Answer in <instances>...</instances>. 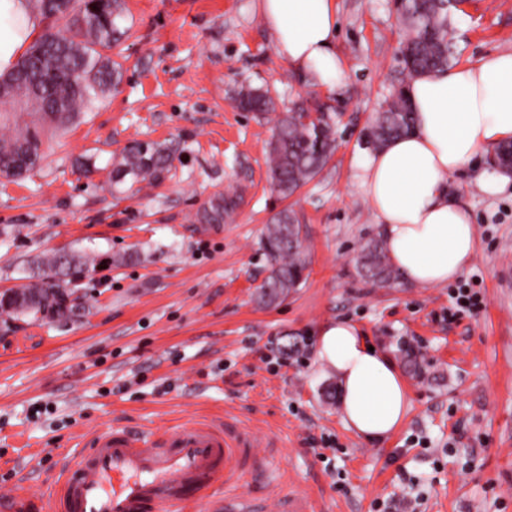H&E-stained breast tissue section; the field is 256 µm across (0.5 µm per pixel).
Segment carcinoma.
<instances>
[{
  "label": "carcinoma",
  "mask_w": 512,
  "mask_h": 512,
  "mask_svg": "<svg viewBox=\"0 0 512 512\" xmlns=\"http://www.w3.org/2000/svg\"><path fill=\"white\" fill-rule=\"evenodd\" d=\"M35 11L47 22L46 31L29 46L8 76L0 77V123L13 125L9 138H0V177L22 178L36 169L44 158L42 146L47 136L74 123L82 111L122 80V63L110 51L130 35L122 25L126 19L122 0H32ZM445 0H401L399 19L410 31L401 53L408 75L441 70L455 59L451 7ZM237 107L246 112L267 115L277 111L268 92L259 88L240 90ZM308 109L296 102L279 117L269 142L268 175L273 189L287 198L322 170L335 149V137L328 109L319 107L317 121L305 122ZM411 106L400 88L391 93L372 119L369 141L373 148L412 131ZM173 149L161 143L136 142L128 146L121 160L113 165L108 181L113 187L126 182L156 183L169 173ZM238 206L235 197L214 198L198 213L204 224H222ZM263 250L268 260V276L258 293V302L272 307L299 287L308 268V255L295 213L277 212L267 225ZM361 271L380 288L391 286L397 272L385 246L372 240L359 255ZM62 255L53 254L43 263V273L17 289L22 302L14 308L0 305L7 315H33L42 307L30 303L33 297L57 288L53 298L56 316L69 311V281L54 283L46 272L64 269Z\"/></svg>",
  "instance_id": "carcinoma-1"
}]
</instances>
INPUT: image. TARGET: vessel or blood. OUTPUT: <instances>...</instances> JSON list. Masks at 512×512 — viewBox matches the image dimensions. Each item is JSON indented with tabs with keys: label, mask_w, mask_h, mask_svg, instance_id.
Returning a JSON list of instances; mask_svg holds the SVG:
<instances>
[{
	"label": "vessel or blood",
	"mask_w": 512,
	"mask_h": 512,
	"mask_svg": "<svg viewBox=\"0 0 512 512\" xmlns=\"http://www.w3.org/2000/svg\"><path fill=\"white\" fill-rule=\"evenodd\" d=\"M252 438L205 420L153 437L122 428L94 435L65 465L52 512H264L251 494H232L248 477L271 476L254 458Z\"/></svg>",
	"instance_id": "vessel-or-blood-1"
}]
</instances>
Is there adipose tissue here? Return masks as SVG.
<instances>
[{
    "mask_svg": "<svg viewBox=\"0 0 512 512\" xmlns=\"http://www.w3.org/2000/svg\"><path fill=\"white\" fill-rule=\"evenodd\" d=\"M259 12L277 55L295 71L330 90L343 82L335 0H260ZM40 29L27 0H0V75ZM404 91L414 128L366 155L359 183L394 268L432 288L459 276L476 250L471 214L448 180L489 146L512 142V51L415 76ZM314 356L335 373L342 420L361 440L382 441L401 427L411 408L404 378L356 324L324 325Z\"/></svg>",
    "mask_w": 512,
    "mask_h": 512,
    "instance_id": "1",
    "label": "adipose tissue"
}]
</instances>
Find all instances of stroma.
I'll return each mask as SVG.
<instances>
[{"label": "stroma", "instance_id": "obj_1", "mask_svg": "<svg viewBox=\"0 0 512 512\" xmlns=\"http://www.w3.org/2000/svg\"><path fill=\"white\" fill-rule=\"evenodd\" d=\"M132 35L119 47L117 92L53 136L40 167L0 178V291L37 274L50 254L93 259L65 321L0 315V491L23 486L46 512L66 458L100 429L162 434L189 420L252 432L273 481L244 491L302 493L316 512H512V182L485 193L492 150L448 185L470 210L478 248L454 282L374 286L358 269L378 239L356 177L373 113L407 82L409 32L394 0H335L334 91L295 75L259 19V0H124ZM453 36L463 64L512 50V0H460ZM280 108L331 102L336 151L293 196L268 179L273 121L237 108L241 89ZM135 142L173 147L157 184L116 193L104 167ZM95 155L85 175L75 162ZM240 198L220 224L197 213ZM293 208L309 254L305 281L278 306L257 301L268 274L261 239ZM481 309L449 319L458 289ZM357 323L391 355L411 409L381 443L358 439L339 413L336 376L313 349L332 319Z\"/></svg>", "mask_w": 512, "mask_h": 512}]
</instances>
